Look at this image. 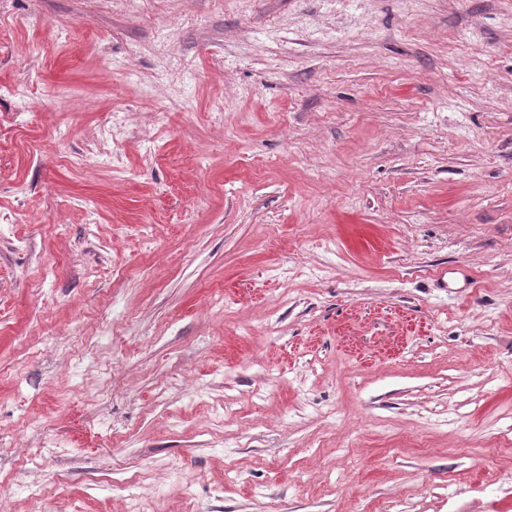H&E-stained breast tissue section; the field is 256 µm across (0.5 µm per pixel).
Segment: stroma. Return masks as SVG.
Listing matches in <instances>:
<instances>
[{
    "mask_svg": "<svg viewBox=\"0 0 512 512\" xmlns=\"http://www.w3.org/2000/svg\"><path fill=\"white\" fill-rule=\"evenodd\" d=\"M142 494L512 512V0H0V496Z\"/></svg>",
    "mask_w": 512,
    "mask_h": 512,
    "instance_id": "obj_1",
    "label": "stroma"
}]
</instances>
